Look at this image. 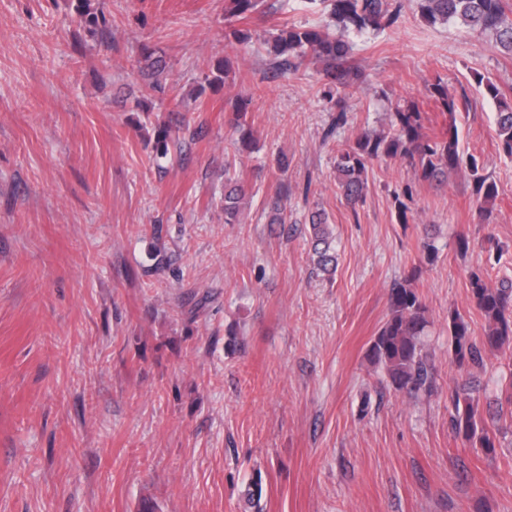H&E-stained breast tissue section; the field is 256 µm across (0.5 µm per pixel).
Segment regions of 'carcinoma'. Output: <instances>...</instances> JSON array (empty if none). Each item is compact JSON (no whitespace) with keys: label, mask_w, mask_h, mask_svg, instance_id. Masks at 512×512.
Here are the masks:
<instances>
[{"label":"carcinoma","mask_w":512,"mask_h":512,"mask_svg":"<svg viewBox=\"0 0 512 512\" xmlns=\"http://www.w3.org/2000/svg\"><path fill=\"white\" fill-rule=\"evenodd\" d=\"M328 8L336 31L320 27H288L275 39L276 55L287 63L292 59L302 63L314 55L324 62L321 98L336 110L328 133L348 123L342 92L363 79L362 72L348 64L350 37L394 25L405 3H410L429 24L460 20L471 31L490 38L503 52L512 55V5L508 0H308ZM263 0H224V20L241 22L225 34L230 43L243 45L251 41L248 24L263 15ZM427 95L441 112L448 115V126L440 133H428L423 112L416 104L390 113L389 131L362 128L352 145L336 157V184L341 197L351 209L364 203L369 166L376 160L400 158L412 170L415 180L439 182L450 171H461L472 180L474 195L480 200L478 223L488 224L493 215L498 186L482 174L483 166L473 155L460 150L457 115L467 103H458L448 94V86L437 80L426 87ZM485 96L496 107L497 135L502 152L512 157V99L490 80L485 83ZM251 98L237 97L232 109L231 125L239 133L238 149L252 146V129L248 121ZM246 196L245 186L235 182L225 185L224 223L237 219L239 203ZM288 187L279 186L271 206L270 223L284 224ZM311 227V247L319 273L336 268V253L331 248L326 213L316 209L308 214ZM416 274L410 273L390 289V315L370 346L372 362L381 367L387 382L397 391L408 394L429 392L434 381V369L422 354L419 339L427 326L426 305L412 287ZM470 298L483 314L487 326L481 343L472 340L468 323L459 314L448 321V336L453 361L459 367H482L484 356L512 346V281L490 285L480 272L470 275ZM452 408L453 432L468 441L478 443L487 452L496 448L497 433L478 424V402L469 394L455 389L448 396Z\"/></svg>","instance_id":"obj_1"}]
</instances>
